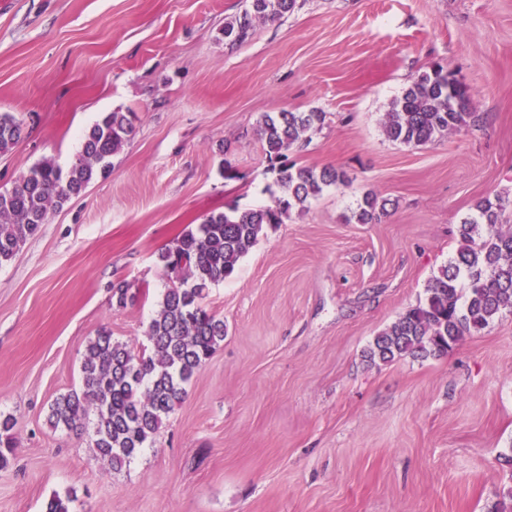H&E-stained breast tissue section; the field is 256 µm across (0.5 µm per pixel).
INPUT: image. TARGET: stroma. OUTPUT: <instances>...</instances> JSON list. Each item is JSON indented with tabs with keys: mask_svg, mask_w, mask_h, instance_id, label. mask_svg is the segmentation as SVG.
<instances>
[{
	"mask_svg": "<svg viewBox=\"0 0 512 512\" xmlns=\"http://www.w3.org/2000/svg\"><path fill=\"white\" fill-rule=\"evenodd\" d=\"M245 0H0V113L25 135L0 191L75 161L108 112L136 134L107 177L52 212L0 267V414L17 443L0 512H490L512 487V314L448 354L368 364L424 296L478 201L512 198V0H297L242 44ZM469 84L480 120L422 146L384 133L432 65ZM325 112L289 155L348 180L270 229L208 290L224 341L129 466L56 430L90 338L135 350L172 276L159 252L213 213L271 203L263 114ZM232 169L234 178L224 176ZM375 191L387 213L350 216ZM146 297L120 308L112 284Z\"/></svg>",
	"mask_w": 512,
	"mask_h": 512,
	"instance_id": "35a3bbf8",
	"label": "stroma"
}]
</instances>
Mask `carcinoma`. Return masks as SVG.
<instances>
[{
  "mask_svg": "<svg viewBox=\"0 0 512 512\" xmlns=\"http://www.w3.org/2000/svg\"><path fill=\"white\" fill-rule=\"evenodd\" d=\"M248 6L224 24L231 44L246 42L258 21H273L292 11L296 0H247ZM472 89L461 85L448 94L443 68L434 66L415 77L386 113L387 136L420 146L479 120L472 112ZM324 113L278 112L266 115L260 136L279 195L273 204L240 212L211 214L184 232L159 254L175 275L152 318L149 347L135 352L102 331L88 341L81 362V384L57 397L48 422L57 430L90 435L95 458L119 471L145 448L164 420L182 402L203 364L224 342V320L203 305L211 285L230 277L240 260L265 235L309 199L345 181L336 168L319 171L289 160L302 137L320 127ZM129 112H108L84 133L78 158L63 169L46 158L0 192V267L10 263L49 214L80 195L99 175L110 172L111 158L134 135ZM23 138L22 124L0 113V154ZM505 199L481 200L476 214L458 227L457 248L448 264L429 279L423 299L374 337L365 358L391 362L403 356L439 357L471 333L512 314V231L500 228ZM386 200L366 192L352 219L371 224L385 214ZM112 298L124 307L137 298L125 281L112 283ZM14 421L0 419V468L10 463L15 446ZM76 493H58L43 512H74Z\"/></svg>",
  "mask_w": 512,
  "mask_h": 512,
  "instance_id": "obj_1",
  "label": "carcinoma"
}]
</instances>
